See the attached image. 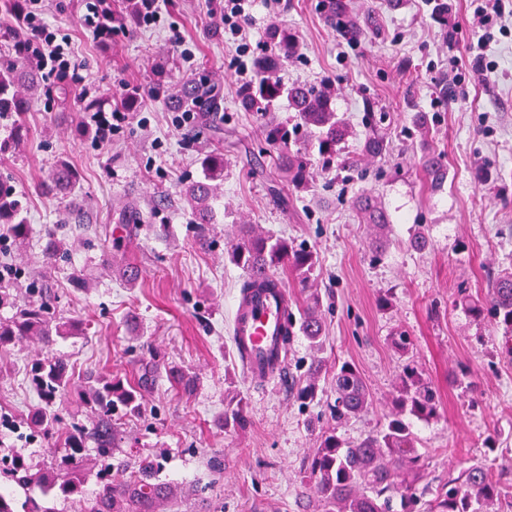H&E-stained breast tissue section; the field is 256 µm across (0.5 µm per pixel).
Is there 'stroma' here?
<instances>
[{
	"label": "stroma",
	"instance_id": "35a3bbf8",
	"mask_svg": "<svg viewBox=\"0 0 512 512\" xmlns=\"http://www.w3.org/2000/svg\"><path fill=\"white\" fill-rule=\"evenodd\" d=\"M345 2L369 27L360 41L328 20L320 0H254L247 29L258 55L273 48L272 25L296 34L299 56L279 76L288 86L331 81L333 107L354 130L344 155L360 154L369 130L383 137L387 150L367 160L364 176L325 171L316 161L307 189L288 186L260 116L238 98L244 79L234 69L236 46L215 33L210 0H160V26L121 30L108 43L83 27L85 0H45L47 21L70 37L86 81H51L49 95L25 115L20 150L0 157V177L25 197L32 229L26 243L0 253V263L18 269L9 283L14 304L0 306V319L32 300V287L51 295L65 329L47 351L66 361L72 387L55 406L60 426L91 421L76 395L88 374L121 377L141 396L140 413L121 425L122 457L161 456L163 477L184 484L207 480L208 461L221 458L224 469L206 492L213 512H312L303 464L332 424L333 376L345 361L373 394L369 412L340 429L352 441L384 423L405 359L437 389L438 417L414 426L425 461L423 499L447 482L449 469L474 460L512 488V361L502 357V335L490 320H472L454 305L462 289L485 297L493 273L512 264V17L507 32L489 39L492 68L473 77L465 62L481 36L473 0H450L444 22L432 18L429 0L396 9L388 0ZM176 33L194 45L192 62L172 42ZM159 62L174 87L209 72L220 112L181 130L170 99L146 96L136 120L111 145L94 148L83 98L112 107L127 87H149ZM217 149L224 184L204 250L179 198ZM430 151L448 169L436 186L422 165ZM61 160L80 175L75 194L40 195L37 184ZM364 194L381 201L392 226L394 243L381 255L356 209ZM131 204L141 221L127 230ZM243 224L316 256L326 368L310 404L296 397L313 355L302 334L290 342L281 379L268 387L244 379L229 336L244 274L226 256ZM50 231L68 248L52 264L43 260ZM417 235L427 239L425 250L410 247ZM112 256L138 269L135 284L105 266ZM400 330L413 342L406 358L391 344ZM47 351L30 338L0 348V415L13 422L0 427V455L36 465L50 456L29 427L40 399L26 370ZM159 361L196 376V389L181 391L157 375ZM233 399L246 409V431L223 428Z\"/></svg>",
	"mask_w": 512,
	"mask_h": 512
}]
</instances>
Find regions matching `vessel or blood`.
<instances>
[{"mask_svg": "<svg viewBox=\"0 0 512 512\" xmlns=\"http://www.w3.org/2000/svg\"><path fill=\"white\" fill-rule=\"evenodd\" d=\"M262 291L239 300L231 315L230 336L248 383L269 384L284 372L288 360L282 353L288 329L290 299L284 282L274 273L256 274Z\"/></svg>", "mask_w": 512, "mask_h": 512, "instance_id": "b4317fda", "label": "vessel or blood"}]
</instances>
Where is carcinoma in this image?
<instances>
[{
  "instance_id": "1",
  "label": "carcinoma",
  "mask_w": 512,
  "mask_h": 512,
  "mask_svg": "<svg viewBox=\"0 0 512 512\" xmlns=\"http://www.w3.org/2000/svg\"><path fill=\"white\" fill-rule=\"evenodd\" d=\"M335 23L356 40L367 33L366 27L350 18L339 0L327 5ZM27 5L23 0H0V36L12 42V52L0 56V120L12 124L11 134L0 139V156L19 147L24 139L22 115L30 110L32 100L48 89L47 76L37 64L27 29ZM294 37L287 31L278 34L276 48L254 61V77L239 87L242 104L260 113L264 120L265 142L276 152L279 168L289 184L302 188L309 177V162L303 151H292V133L288 125L268 117L271 104L287 96L298 113L300 128L311 137V146L326 165L339 158L338 146L348 135V128L331 108V90L327 87H287L275 76L292 60ZM181 110L216 113L217 98L209 75L202 73L183 85L178 93ZM424 168L431 181L444 177V166L434 153L425 157ZM224 180V153L211 152L202 163L201 176L190 182L182 198L194 215L196 242L209 243L210 224L216 219L213 200L215 182ZM79 182L77 172L62 161L40 185L42 193L64 198L74 193ZM23 195L10 182L0 179V226L16 239L25 240L30 224L25 217ZM365 223L373 228L374 241L381 247L390 244L391 224L382 206L373 198L360 200ZM230 261L242 268L246 279L243 293L265 284L252 279L259 271L278 265H293L305 280L315 271L312 251L296 248L287 240L256 231L252 224H241L237 237L227 249ZM473 317L490 316L503 332L502 352L512 357V266L498 273L487 296L477 300L462 295L457 300ZM319 295L310 296L301 311L298 330L306 336L312 349L322 350L323 321ZM59 328L57 315L50 302L42 298L21 309L7 323L0 322V347L23 336H36L49 347L53 331ZM322 360L316 359L308 370L309 383L300 387L297 398L311 400L317 393ZM30 382L42 398L43 405L30 417L37 436L49 442L51 463L39 469L18 455L0 457V477L12 493L23 492L24 500L15 502L0 493V512H59L57 502L75 504L77 512H180V504L193 499L205 501V487L200 483L176 485L160 477L159 459L145 457L130 464L115 457L118 440L112 415H128L140 410L136 392L122 382L101 377L87 381L79 393L80 402L90 409L93 419L88 426L72 429L59 438L55 435L56 419L51 407L56 395L67 390L66 365L46 356L36 361L29 371ZM335 398L328 405L336 427L322 432L319 444L305 463V477L312 482L316 499L315 512H498L502 490L489 479L486 466L473 462L448 477V483L437 489L433 498L422 503L417 486L422 478L423 456L408 418L428 420L437 413L438 395L417 366L406 364L392 396V412L378 430L356 442L337 435V428L368 413L373 405L370 390L356 368L349 362L336 365ZM248 418L242 403L224 413V428L243 430ZM93 443L101 461L96 474L97 489L85 490L91 468L86 448Z\"/></svg>"
}]
</instances>
